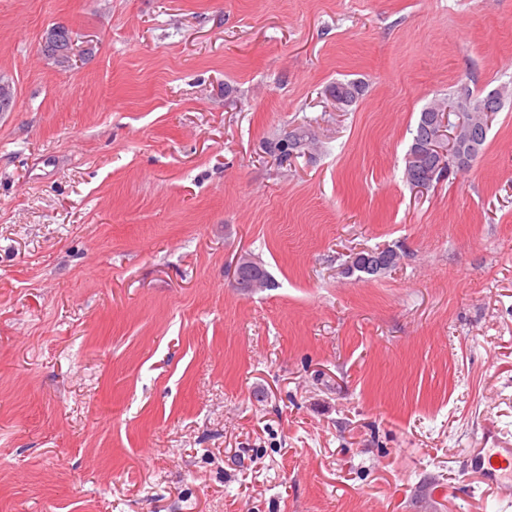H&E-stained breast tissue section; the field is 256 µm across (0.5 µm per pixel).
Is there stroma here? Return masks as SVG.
<instances>
[{
	"label": "stroma",
	"instance_id": "1",
	"mask_svg": "<svg viewBox=\"0 0 512 512\" xmlns=\"http://www.w3.org/2000/svg\"><path fill=\"white\" fill-rule=\"evenodd\" d=\"M0 78V512H512L467 466L512 447V0H0ZM463 85L509 94L414 190ZM57 29V33L55 36V40L50 44L48 42L42 43V52L46 54V52L51 55L57 64L62 67H69L71 64V56L63 55L60 51H67L70 53L71 50V32L65 26L57 25L55 26ZM453 101L454 97L438 100L431 106L424 108L419 115L415 130L412 131L413 136L406 155L404 172L406 181L415 187L429 188L434 183V181L427 179L423 169V165H429L433 162V159L431 157L424 158L422 160L423 164L418 167H415L414 162L411 160V156L414 153L424 150L429 143V137L434 134L436 127L439 125L438 121L434 122L435 115L432 112H427V110L429 108H435L445 111L448 108V104H452ZM453 123L455 124V127L452 130L446 132L448 136V144H446V146L443 148H436L439 159H443L444 157L448 156V170L451 169V165L453 163L458 165L468 164L476 155V147L473 144L460 142L456 139V136L460 130L463 127H467L468 125L464 124V120L462 118L457 117L454 118ZM481 123L482 119L480 115L476 114L473 118V126L478 127L474 133V135L478 138L476 141L478 146L477 155L482 150V147L487 139V132L489 130V125L486 122L483 126H481ZM483 127L487 129L486 134H483ZM312 140H314V136L309 130L289 133L287 137L279 139L275 143L274 149L281 157L288 158L292 156L294 152L300 154L302 146Z\"/></svg>",
	"mask_w": 512,
	"mask_h": 512
}]
</instances>
